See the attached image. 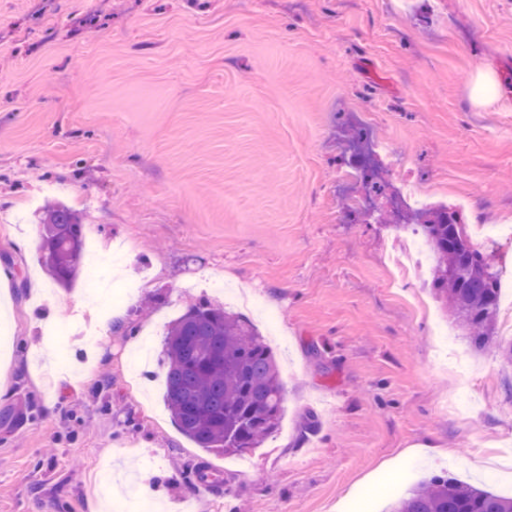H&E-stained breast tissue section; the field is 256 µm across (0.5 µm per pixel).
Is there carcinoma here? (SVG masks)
<instances>
[{"label": "carcinoma", "mask_w": 512, "mask_h": 512, "mask_svg": "<svg viewBox=\"0 0 512 512\" xmlns=\"http://www.w3.org/2000/svg\"><path fill=\"white\" fill-rule=\"evenodd\" d=\"M37 249L53 280L69 285L84 255L86 219L48 201ZM435 260L431 286L473 350L492 348L512 362L497 336L499 283L492 255L476 244L458 212L436 209L420 225ZM165 402L179 431L217 454L258 448L279 427L285 391L275 356L243 315L208 300L187 308L164 339ZM388 512H512V497L443 473L390 502Z\"/></svg>", "instance_id": "obj_1"}]
</instances>
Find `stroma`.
<instances>
[{
    "instance_id": "obj_1",
    "label": "stroma",
    "mask_w": 512,
    "mask_h": 512,
    "mask_svg": "<svg viewBox=\"0 0 512 512\" xmlns=\"http://www.w3.org/2000/svg\"><path fill=\"white\" fill-rule=\"evenodd\" d=\"M403 182L512 225V0H0V512H98L138 479L158 512H384L438 471L512 497L467 466L512 456V364L384 262L390 223L425 220L392 205ZM49 200L100 256L123 242L137 285L51 368L46 328L100 303L91 257L68 287L39 259ZM218 281L255 299L286 393L242 454L183 436L158 381L169 323ZM199 467L219 482L192 504ZM496 88V79L492 73L480 72L471 88V94L475 103H483L492 97Z\"/></svg>"
}]
</instances>
